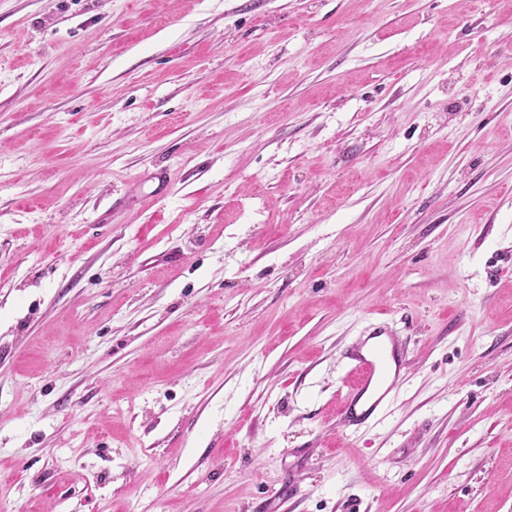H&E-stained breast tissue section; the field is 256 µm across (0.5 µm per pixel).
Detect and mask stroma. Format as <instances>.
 Wrapping results in <instances>:
<instances>
[{
  "instance_id": "obj_1",
  "label": "stroma",
  "mask_w": 512,
  "mask_h": 512,
  "mask_svg": "<svg viewBox=\"0 0 512 512\" xmlns=\"http://www.w3.org/2000/svg\"><path fill=\"white\" fill-rule=\"evenodd\" d=\"M273 500L512 512V0H0V512ZM342 358L352 380L336 417L342 435L351 439L354 426L378 422L386 415L402 381L404 346L393 330L373 325Z\"/></svg>"
}]
</instances>
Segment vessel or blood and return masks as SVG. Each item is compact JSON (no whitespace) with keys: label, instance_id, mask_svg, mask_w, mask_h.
<instances>
[{"label":"vessel or blood","instance_id":"vessel-or-blood-1","mask_svg":"<svg viewBox=\"0 0 512 512\" xmlns=\"http://www.w3.org/2000/svg\"><path fill=\"white\" fill-rule=\"evenodd\" d=\"M343 358L352 380L337 409V425L345 438L357 426L380 421L402 381L404 346L390 328L375 325Z\"/></svg>","mask_w":512,"mask_h":512}]
</instances>
